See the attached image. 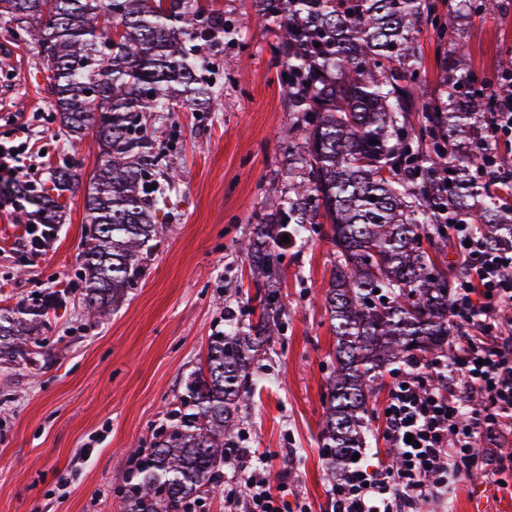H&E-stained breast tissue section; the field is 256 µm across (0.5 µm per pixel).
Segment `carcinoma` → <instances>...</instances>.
I'll return each mask as SVG.
<instances>
[{"instance_id": "carcinoma-1", "label": "carcinoma", "mask_w": 512, "mask_h": 512, "mask_svg": "<svg viewBox=\"0 0 512 512\" xmlns=\"http://www.w3.org/2000/svg\"><path fill=\"white\" fill-rule=\"evenodd\" d=\"M190 0H0V15L38 46L49 73L56 136L94 133L98 163L84 195L83 223L99 236L81 252V303L100 318L138 278L140 258L159 236L169 199L158 177L164 155L148 121L185 103L216 109L199 73L209 58L187 47L217 31L239 36ZM499 0H253L255 21L274 32L271 51L293 113L288 192L240 243L257 283V321L210 337L206 359L184 381L177 422L159 428L122 512H193L197 494L220 478L258 352L273 342L285 309L272 288L282 237L330 226L335 248L324 307L336 337L325 377L322 448L344 476L363 445L374 384L390 366L450 355L448 267L432 275L434 241L449 224H478L491 245L512 242V157L503 156L490 117L512 96V80L478 78L458 63L459 18L492 14ZM436 33L438 89L425 90L416 39ZM51 189L23 196L27 215L50 231L66 221L64 193L80 187L72 166L52 171ZM43 305L0 311V361L22 355Z\"/></svg>"}]
</instances>
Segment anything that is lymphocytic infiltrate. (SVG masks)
<instances>
[{"mask_svg":"<svg viewBox=\"0 0 512 512\" xmlns=\"http://www.w3.org/2000/svg\"><path fill=\"white\" fill-rule=\"evenodd\" d=\"M450 235L463 263L449 300L462 340L451 359L395 374L383 429L395 453L375 467L353 462L334 488L336 512H410L447 498L462 479L512 469V452L499 445L512 432V323L500 319L512 306V248L490 246L473 224L451 225ZM224 500L238 512H288L258 465L243 485L225 484Z\"/></svg>","mask_w":512,"mask_h":512,"instance_id":"lymphocytic-infiltrate-1","label":"lymphocytic infiltrate"}]
</instances>
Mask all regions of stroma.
Here are the masks:
<instances>
[{
    "mask_svg": "<svg viewBox=\"0 0 512 512\" xmlns=\"http://www.w3.org/2000/svg\"><path fill=\"white\" fill-rule=\"evenodd\" d=\"M204 10L243 21L235 42L223 35L192 41L211 58L205 77L218 92L216 111L185 107L157 116L151 130L165 155L171 202L160 233L144 254L141 275L106 318L84 315L79 254L89 235L83 192L68 198V218L44 250L32 248L22 201L0 200V305L25 308L64 292L29 347L31 363L0 365V512H121L136 478L134 451L149 447L171 423L185 377L207 354L209 337L228 317L255 319L256 287L238 244L267 209L268 183L288 184L281 146L291 114L277 81L270 33L246 25L250 0H197ZM464 61L495 75L512 62V0L492 16L463 20ZM0 84L19 91L0 103V140L28 142L35 174L46 185L69 159L89 180L98 148L94 134L70 144L56 135L49 81L35 45L17 41L0 16ZM279 288L288 315L253 368L254 384L239 411L236 447L250 449L287 485L288 501L307 512H335V483L321 448L324 378L336 339L323 306L334 248L322 235L281 245ZM393 381L385 372L370 405L364 462L390 455L381 413ZM505 484L474 476L447 502L424 512H512V471Z\"/></svg>",
    "mask_w": 512,
    "mask_h": 512,
    "instance_id": "obj_1",
    "label": "stroma"
}]
</instances>
